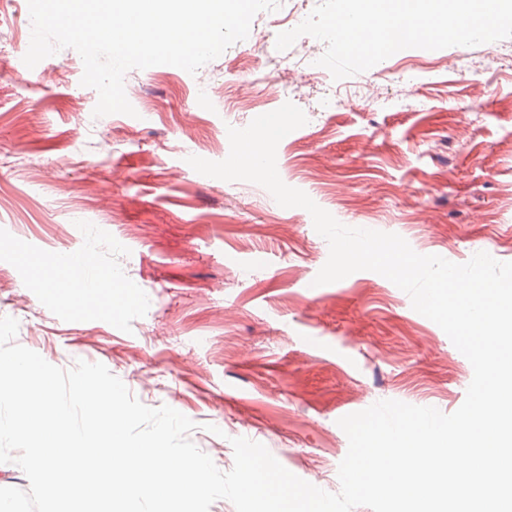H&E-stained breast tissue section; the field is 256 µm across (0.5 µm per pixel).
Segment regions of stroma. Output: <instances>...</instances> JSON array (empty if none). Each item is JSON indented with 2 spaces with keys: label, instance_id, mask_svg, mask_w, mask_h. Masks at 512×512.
Masks as SVG:
<instances>
[{
  "label": "stroma",
  "instance_id": "stroma-1",
  "mask_svg": "<svg viewBox=\"0 0 512 512\" xmlns=\"http://www.w3.org/2000/svg\"><path fill=\"white\" fill-rule=\"evenodd\" d=\"M317 3L258 13L264 41L235 43L197 74L128 71L135 115L97 118L77 51L27 67V0H0V317L49 363L103 364L143 404L190 418V440L220 470L233 466L231 438L245 437L335 493L348 450L338 419L388 399L452 413L472 366L382 275L314 285L329 246L306 210L187 159L224 160L228 127L289 101L307 122L278 145L285 184L417 253L512 262V38L497 58L471 47L468 69L456 46L396 53L379 63L374 95L360 73L338 81L343 102L323 112V87L275 47L277 19ZM228 66L229 83L199 98V81ZM93 226L96 266L123 273L114 314L59 295L21 259L83 253Z\"/></svg>",
  "mask_w": 512,
  "mask_h": 512
}]
</instances>
